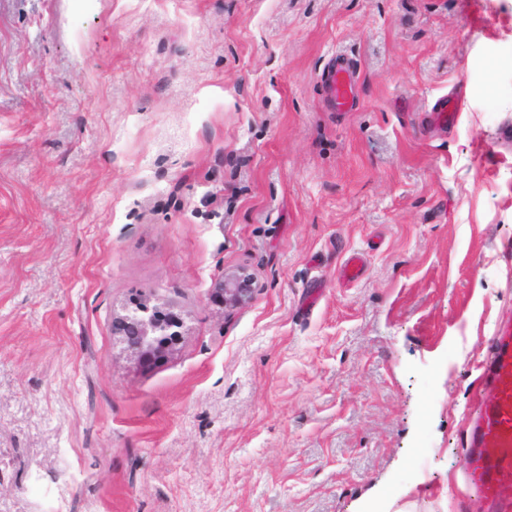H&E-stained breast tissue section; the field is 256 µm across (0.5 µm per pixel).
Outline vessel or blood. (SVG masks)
<instances>
[{
    "label": "vessel or blood",
    "mask_w": 512,
    "mask_h": 512,
    "mask_svg": "<svg viewBox=\"0 0 512 512\" xmlns=\"http://www.w3.org/2000/svg\"><path fill=\"white\" fill-rule=\"evenodd\" d=\"M323 75L337 109L352 111L356 78L350 64L329 60ZM489 342V389L468 435L461 468L467 487L493 504L494 512H512V326L495 327Z\"/></svg>",
    "instance_id": "1"
}]
</instances>
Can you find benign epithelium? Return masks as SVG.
<instances>
[{
	"instance_id": "benign-epithelium-1",
	"label": "benign epithelium",
	"mask_w": 512,
	"mask_h": 512,
	"mask_svg": "<svg viewBox=\"0 0 512 512\" xmlns=\"http://www.w3.org/2000/svg\"><path fill=\"white\" fill-rule=\"evenodd\" d=\"M214 292L229 308L246 304L252 296L250 280L243 272L224 275ZM158 311L159 307L139 301L128 315L117 321L122 342L141 362L164 357L181 337L183 319L172 312L162 316Z\"/></svg>"
}]
</instances>
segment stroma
Returning <instances> with one entry per match:
<instances>
[{"instance_id": "stroma-1", "label": "stroma", "mask_w": 512, "mask_h": 512, "mask_svg": "<svg viewBox=\"0 0 512 512\" xmlns=\"http://www.w3.org/2000/svg\"><path fill=\"white\" fill-rule=\"evenodd\" d=\"M507 123L512 0H0V512H490ZM136 299L184 321L152 365ZM323 75L330 100L335 107L341 112H351L356 99V78L350 64L343 59H331ZM448 96H443L438 99L432 106L430 112V120L437 126H444L451 124L455 119V111L460 110V99H454L453 107L448 105ZM253 289L244 272L225 274L214 288L217 297L224 302V307L237 308L251 299Z\"/></svg>"}]
</instances>
